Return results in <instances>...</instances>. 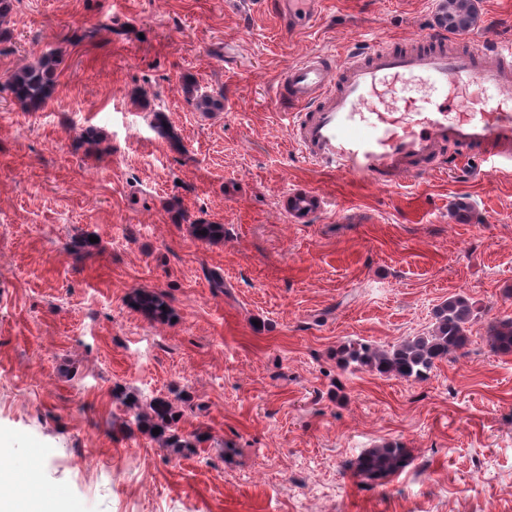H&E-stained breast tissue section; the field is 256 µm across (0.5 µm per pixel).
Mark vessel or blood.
Segmentation results:
<instances>
[{
    "instance_id": "obj_1",
    "label": "vessel or blood",
    "mask_w": 512,
    "mask_h": 512,
    "mask_svg": "<svg viewBox=\"0 0 512 512\" xmlns=\"http://www.w3.org/2000/svg\"><path fill=\"white\" fill-rule=\"evenodd\" d=\"M320 0H276L296 27ZM287 132L318 168L381 187L464 168H512V43L473 45L447 29L406 46L349 45L340 64H289L274 93Z\"/></svg>"
}]
</instances>
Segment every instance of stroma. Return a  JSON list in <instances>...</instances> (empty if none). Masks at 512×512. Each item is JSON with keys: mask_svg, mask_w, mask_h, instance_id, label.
I'll return each instance as SVG.
<instances>
[{"mask_svg": "<svg viewBox=\"0 0 512 512\" xmlns=\"http://www.w3.org/2000/svg\"><path fill=\"white\" fill-rule=\"evenodd\" d=\"M272 2L12 0L0 20V466L37 461L73 512H512V355L486 341L512 318V173L380 188L309 165L271 103L290 63L420 39L441 0H323L294 33ZM475 10L466 38L512 41V0ZM48 52L56 90L24 110L5 81ZM188 81L223 111L189 106ZM198 220L223 242L196 240ZM458 294L479 310L470 343L426 379L341 366L344 345L420 335ZM174 391L205 443L115 431L125 394ZM384 441L406 467L357 476ZM130 300L135 308L156 320H164L170 313L169 304L161 293L135 291ZM162 306H165L166 310H163Z\"/></svg>", "mask_w": 512, "mask_h": 512, "instance_id": "1", "label": "stroma"}]
</instances>
